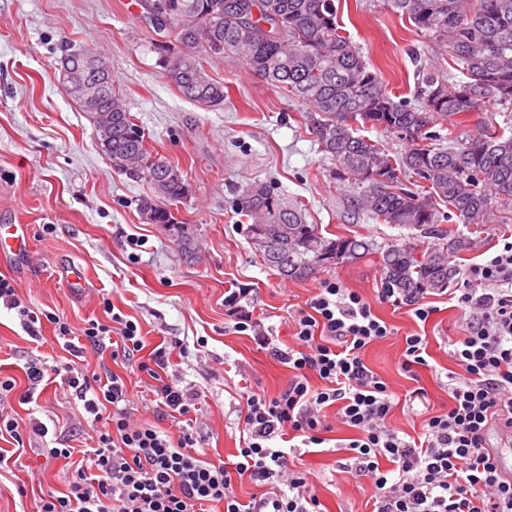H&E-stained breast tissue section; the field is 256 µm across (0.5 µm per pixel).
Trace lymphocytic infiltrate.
<instances>
[{
    "instance_id": "lymphocytic-infiltrate-1",
    "label": "lymphocytic infiltrate",
    "mask_w": 512,
    "mask_h": 512,
    "mask_svg": "<svg viewBox=\"0 0 512 512\" xmlns=\"http://www.w3.org/2000/svg\"><path fill=\"white\" fill-rule=\"evenodd\" d=\"M467 275L469 288L454 297L464 325L461 336L448 341L456 364L447 373L448 408L428 414L421 436L406 439L388 427L397 397L364 361L365 350L391 334L374 304L391 302L392 292L382 291L373 302L327 280L296 318L291 346L258 336L292 377L274 397L243 392V446L229 464L198 451L195 432L183 422L196 408L197 393L160 375L169 351L162 347L137 361L143 340L135 322L115 314L110 323L91 321L74 330L57 313L31 311L0 275V307L16 311L35 339L41 322L53 324L74 357L64 381L96 434L95 447L83 450L68 474L67 492L44 495L37 512H205L208 503L223 505L224 512H323L314 474L292 464L298 447L326 444L324 412L331 407L356 432L339 449L349 473L369 478L371 512H512V480L500 478L487 451L493 434L512 447V240ZM88 347L137 361L153 380L148 390L157 423L136 420L124 377L85 374L78 360ZM57 372L41 360L29 364L21 393L13 380L0 378V438L47 435L37 418L20 424L5 400L14 393L19 403H34L38 387ZM245 476L269 485V492L242 503L234 486Z\"/></svg>"
}]
</instances>
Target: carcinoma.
Here are the masks:
<instances>
[{"instance_id":"1","label":"carcinoma","mask_w":512,"mask_h":512,"mask_svg":"<svg viewBox=\"0 0 512 512\" xmlns=\"http://www.w3.org/2000/svg\"><path fill=\"white\" fill-rule=\"evenodd\" d=\"M393 14L444 48L455 71L422 70L417 103L395 101L360 48L338 21L335 0H158L163 40L152 38L164 77L204 109L224 107V82L205 63L236 55L273 87L309 105L304 125L319 151L336 166V179L356 188L355 206L379 224L425 234L444 242L419 255L399 245L380 247L357 236L326 237L296 201L272 184L254 181L236 192L233 205L246 221L245 235L259 224L274 231L263 264L284 280H306L325 267L319 254H339L333 264L380 257L383 287L413 303L442 293L458 275L450 255L470 250L469 238L438 228L443 221L489 224L493 207L512 204V132L485 124L461 141L445 140L436 126L463 125L474 112L512 101V0H383ZM60 64L80 73L94 103L72 96L93 123L98 145L112 169L149 184L140 213L175 237L193 255L186 224L171 205L187 198L189 186L166 160L146 147L143 128L100 56L61 47ZM368 124L407 144L392 155L382 144L356 134ZM413 174L425 188L402 178ZM448 211H443V208Z\"/></svg>"}]
</instances>
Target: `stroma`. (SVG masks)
<instances>
[{"mask_svg": "<svg viewBox=\"0 0 512 512\" xmlns=\"http://www.w3.org/2000/svg\"><path fill=\"white\" fill-rule=\"evenodd\" d=\"M338 19L394 100L415 101L420 67L443 74L449 69L447 52L382 0H339ZM148 30L142 12H127L125 0H0V225H27L31 253L30 262L0 264V274L14 281L32 310L63 315L75 328L108 322L105 307L111 304L137 324L145 352L175 342L186 346L187 356L172 353L163 377L191 383L199 393L200 408L189 417L213 460L232 461L241 446L244 387L273 397L290 377L286 365L255 343L254 333L234 331L236 316L224 302L231 288L248 289L246 307L257 331L285 346L315 289L326 280L340 281L375 300L377 315L393 330L368 348L369 367L398 396L421 386L431 405H447L446 373L454 366L448 339L461 335L463 321L449 293L425 296L435 311L422 323L410 306L378 302L382 276L374 255L306 280L281 279L255 255L230 200L236 188L272 181L304 203L310 222L330 238L357 235L421 252L437 244V235L379 224L357 210L304 126L307 105L286 97L236 57L207 65L224 82L223 108L210 111L185 99L163 77ZM65 43L105 58L148 150L185 176L189 195L173 211L197 239L194 256L184 255L163 227L143 220L138 203L149 195V185L113 171L89 116L62 92L57 59ZM458 230L473 240L469 251L453 258L460 270L455 286L462 289L470 265L493 253L499 236L512 230V205L497 207L493 223ZM74 264L87 275L84 289L67 284L66 271ZM414 332L427 337L431 366L412 376L399 361L403 336ZM67 358L52 324L43 323L35 340L15 312L0 310V376L22 389L27 363L60 365ZM69 399L61 380L51 379L38 408L17 404L13 414L23 424L37 417L50 437L80 447L88 429ZM42 446L38 439L24 448L0 439V448L15 458L0 470V512H37L41 494L66 491L70 461L46 460ZM342 459L339 452L308 451L295 465L317 473L327 512H369L368 479L352 478Z\"/></svg>", "mask_w": 512, "mask_h": 512, "instance_id": "obj_1", "label": "stroma"}]
</instances>
